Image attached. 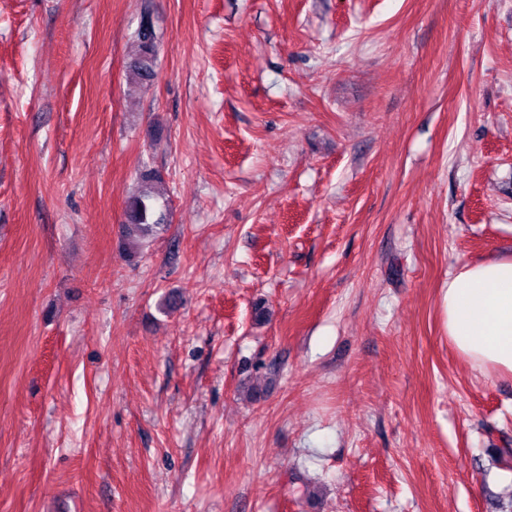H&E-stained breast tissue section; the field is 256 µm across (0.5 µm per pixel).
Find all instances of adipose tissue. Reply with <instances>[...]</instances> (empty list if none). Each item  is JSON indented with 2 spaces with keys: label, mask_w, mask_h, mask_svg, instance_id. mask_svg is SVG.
Returning <instances> with one entry per match:
<instances>
[{
  "label": "adipose tissue",
  "mask_w": 512,
  "mask_h": 512,
  "mask_svg": "<svg viewBox=\"0 0 512 512\" xmlns=\"http://www.w3.org/2000/svg\"><path fill=\"white\" fill-rule=\"evenodd\" d=\"M444 300L459 354L480 370L512 375V259L463 265Z\"/></svg>",
  "instance_id": "adipose-tissue-1"
}]
</instances>
